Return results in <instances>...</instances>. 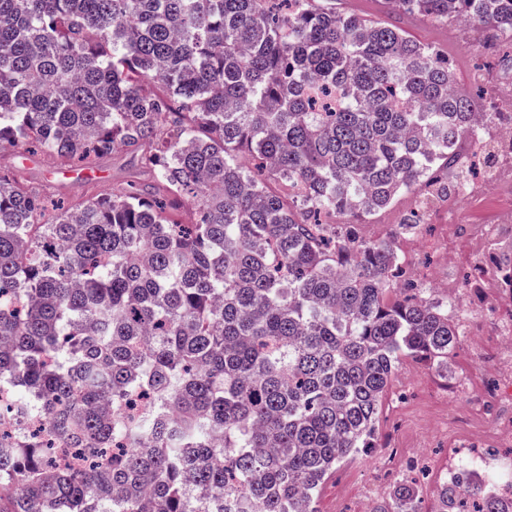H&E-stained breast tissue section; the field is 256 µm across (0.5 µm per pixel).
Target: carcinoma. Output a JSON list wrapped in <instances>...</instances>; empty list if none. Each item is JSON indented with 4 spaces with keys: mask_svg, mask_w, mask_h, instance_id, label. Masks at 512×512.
<instances>
[{
    "mask_svg": "<svg viewBox=\"0 0 512 512\" xmlns=\"http://www.w3.org/2000/svg\"><path fill=\"white\" fill-rule=\"evenodd\" d=\"M393 3L512 42V0ZM497 121L435 47L335 0H0V146L152 177L48 220L0 173V388L50 430H0V512H227L228 488L234 512H318L377 447L398 365L446 371L465 340L396 238L325 218L436 167L455 195ZM494 482L440 483L437 512H512ZM373 512H423L418 484Z\"/></svg>",
    "mask_w": 512,
    "mask_h": 512,
    "instance_id": "1",
    "label": "carcinoma"
}]
</instances>
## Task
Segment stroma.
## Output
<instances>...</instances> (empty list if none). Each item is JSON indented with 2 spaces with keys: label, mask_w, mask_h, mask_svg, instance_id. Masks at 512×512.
<instances>
[{
  "label": "stroma",
  "mask_w": 512,
  "mask_h": 512,
  "mask_svg": "<svg viewBox=\"0 0 512 512\" xmlns=\"http://www.w3.org/2000/svg\"><path fill=\"white\" fill-rule=\"evenodd\" d=\"M395 18L415 39L446 54L462 84H469L479 76L487 82L493 77H501V85L493 89V98L496 103H503L506 90L512 88V48L503 47V61L494 66L482 51L483 32L479 28L459 23H434L406 14ZM25 166L29 185L40 189L52 202L80 203L111 192L112 188L131 179L143 184L149 181L148 174L142 172L126 153L100 157L85 165L39 154L34 162ZM509 183H512V155L503 154L493 168V194L480 204L457 198L458 223H472L488 210L494 211L498 220L511 219L512 206L500 202L496 194L498 187ZM416 200V194L409 193L371 217L345 212L337 214L336 221L356 225L359 235L368 241L396 237L397 247L407 265L437 271L447 277L449 287L461 289L464 302L479 309L483 315L484 344L497 345L493 320L500 311L512 308V294L502 291L492 299L476 286H464L462 274L470 259L484 250L479 240L462 237L452 246H444L445 229L439 224L429 225L417 235L397 236L398 224ZM486 380L477 352L468 341L449 357L447 373H439L410 360L401 364L392 379L393 388L402 394L399 409L394 417L381 418L379 428L381 438L390 439L392 447L398 450V467H385L380 449L369 450L353 464L340 469L324 485L318 501L319 512H361L367 493L373 487L379 490L378 501L388 500L411 464L419 465L423 470L425 512H437L435 470L447 465L451 445L463 448L483 441L491 419L483 413H474L467 428L455 437L448 434L444 423L468 404L470 394L482 388Z\"/></svg>",
  "instance_id": "1"
}]
</instances>
